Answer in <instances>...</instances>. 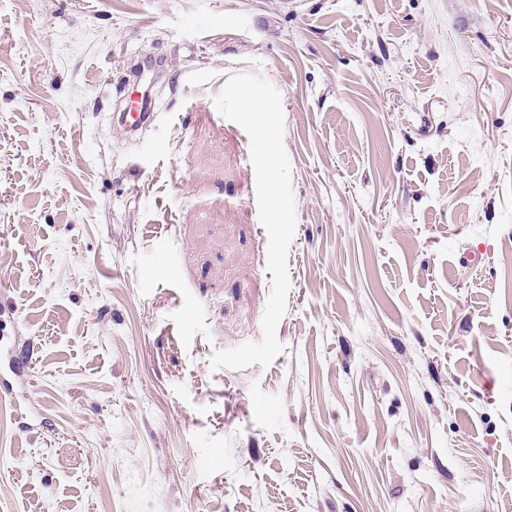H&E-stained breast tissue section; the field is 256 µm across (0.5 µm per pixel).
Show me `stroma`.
Masks as SVG:
<instances>
[{
	"label": "stroma",
	"mask_w": 512,
	"mask_h": 512,
	"mask_svg": "<svg viewBox=\"0 0 512 512\" xmlns=\"http://www.w3.org/2000/svg\"><path fill=\"white\" fill-rule=\"evenodd\" d=\"M237 71L297 224L285 352L214 371L272 279ZM0 378V512H512V0H0ZM145 67L139 66L136 78L127 84L126 106L124 112L119 113L120 125L131 137H136L148 130L154 123L158 112H155L156 104L152 99L148 88L142 85ZM137 93L133 98L132 94Z\"/></svg>",
	"instance_id": "obj_1"
}]
</instances>
